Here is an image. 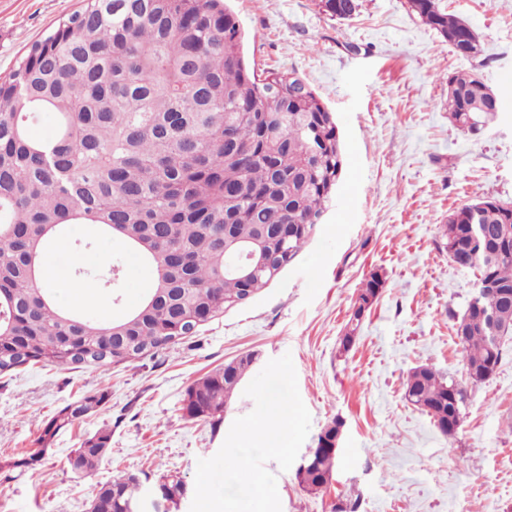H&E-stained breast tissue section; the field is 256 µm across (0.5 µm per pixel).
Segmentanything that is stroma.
<instances>
[{"instance_id": "stroma-1", "label": "stroma", "mask_w": 512, "mask_h": 512, "mask_svg": "<svg viewBox=\"0 0 512 512\" xmlns=\"http://www.w3.org/2000/svg\"><path fill=\"white\" fill-rule=\"evenodd\" d=\"M480 35L481 58L458 55L407 0H361L357 16L330 18L319 0H231L258 68L296 71L335 112L345 154L336 201L323 224L280 277L247 303L224 312L178 344L100 370L39 364L0 374V512H87L94 488L118 472L145 488L161 476L181 480L190 512L198 460L213 457L238 417L255 407L236 391L219 426L186 418L182 399L195 381L253 353L256 376L291 355L311 414L305 447L332 419L345 421L331 485L304 490L296 468H266L277 478L282 512H512V340L489 380L472 383L456 342L454 318L475 276L448 255L449 216L475 197L512 204V107L471 138L448 114L447 78L474 72L491 85L512 77V0H443ZM82 0H0V77ZM89 229L71 225L65 248L46 262L75 270L119 266L114 286L96 289L88 314L107 318L139 304L152 272L121 242L83 248ZM386 277L348 351L340 341L370 271ZM431 365L465 383V417L443 435L408 402L409 371ZM103 405L62 430L33 468L22 461L42 421L98 390ZM112 431V451L77 477L67 458L82 440Z\"/></svg>"}]
</instances>
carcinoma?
<instances>
[{
    "mask_svg": "<svg viewBox=\"0 0 512 512\" xmlns=\"http://www.w3.org/2000/svg\"><path fill=\"white\" fill-rule=\"evenodd\" d=\"M410 12L465 55L480 36L439 0H408ZM332 18L350 19L360 0H320ZM448 113L465 134L481 135L496 118L507 86L489 100L477 73L447 77ZM56 114L55 126L34 137L36 115ZM345 160L333 112L293 71H257L225 0H86L45 38L34 42L16 71L0 81V347L10 371L38 363L114 364L142 359L178 343L181 317L214 318L243 295L271 284L258 274L242 280L224 245L264 237L269 252L285 249L291 263L332 205ZM73 224L137 251L153 279L142 302L111 320L87 317L59 303L44 287L46 245ZM512 206L478 198L454 211L445 248L474 268L491 289L475 310L455 318L467 374L500 364L479 316L512 324ZM112 286L113 268L77 270ZM360 299L380 294L373 270ZM76 337L78 351L61 347ZM237 357L188 386L184 414L215 426L251 366ZM429 365L412 369L405 395L437 428L449 409L464 414L467 391ZM104 393L61 408L40 426L26 461L36 465L63 428L101 406ZM112 431L86 439L69 458L89 474L110 452ZM335 454L298 468L300 485L315 490L332 478ZM135 475L93 491L92 512H119L136 495Z\"/></svg>",
    "mask_w": 512,
    "mask_h": 512,
    "instance_id": "carcinoma-1",
    "label": "carcinoma"
}]
</instances>
